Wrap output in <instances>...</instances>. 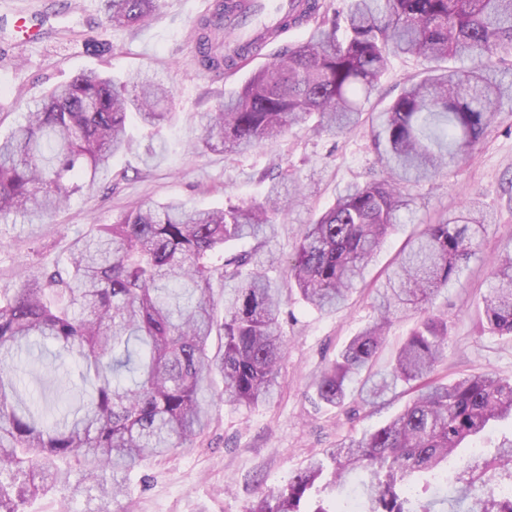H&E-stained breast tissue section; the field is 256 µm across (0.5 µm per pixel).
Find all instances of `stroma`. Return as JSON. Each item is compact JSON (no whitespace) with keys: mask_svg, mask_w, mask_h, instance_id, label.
<instances>
[{"mask_svg":"<svg viewBox=\"0 0 512 512\" xmlns=\"http://www.w3.org/2000/svg\"><path fill=\"white\" fill-rule=\"evenodd\" d=\"M208 2L164 0L147 26L130 30L110 24L101 0H0V137L48 88L89 70L160 76L172 89L168 108L174 114L172 122L157 131L130 121L131 151L115 158L111 174L75 195L51 223H0V288L13 286L23 268L49 266L64 257L70 242L90 225L112 223L120 212L141 203L170 197L199 207L254 202L263 199L269 182L282 180L300 189L268 245L275 255L285 257L308 220L330 205L344 186L376 177L366 125L350 134L317 135L302 123L277 143L260 144L232 158L194 151L203 113L249 75L244 69L227 78L198 68L194 23ZM11 9L47 13L54 17V27L37 42L12 37L6 17ZM96 42L108 44L110 53L95 52ZM423 69L416 58H391L380 92L366 104V112L383 111L404 82ZM161 140L166 150L144 164L146 148ZM511 189L512 109L506 107L472 158L412 189L414 201L403 211L402 224L387 237L346 306L321 313L297 292H289L282 315L287 358L271 402L250 409L226 404L214 410L209 429L194 448L133 471L127 501L82 497L67 502L57 492L33 502L28 512H245L261 492L286 484L311 458L324 456L345 438L386 424L410 401L407 387L398 386L383 402L367 406L356 379L349 383L343 404L334 407L318 401L313 378L352 336L378 319L375 290L407 240L469 197L478 198L492 218L477 257L434 296L427 311L393 315L376 367H389L396 349L429 312L448 319L447 356L436 367V378L449 382L488 371L511 381L512 337L483 330L479 318L492 263L512 252V207L506 203ZM76 375L75 367L48 355L21 372L20 393L41 399L48 417L56 418L68 408L63 389Z\"/></svg>","mask_w":512,"mask_h":512,"instance_id":"35a3bbf8","label":"stroma"}]
</instances>
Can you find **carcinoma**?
I'll use <instances>...</instances> for the list:
<instances>
[{
    "mask_svg": "<svg viewBox=\"0 0 512 512\" xmlns=\"http://www.w3.org/2000/svg\"><path fill=\"white\" fill-rule=\"evenodd\" d=\"M292 2L284 26L311 31L206 113L193 149L235 155L311 118L315 133L351 132L365 122L364 104L390 57L433 64L372 126L381 177L340 192L288 258V283L309 306L333 312L400 224L409 187L472 155L512 103V77L492 61L512 53V0H352L342 37L319 0ZM160 7L102 0L112 24L126 28H140ZM223 13L220 3L196 21L197 61L232 74L274 36L228 55ZM448 60L458 66H442ZM170 95L162 79L140 74L80 73L51 87L0 139V219L52 221L131 149V117L152 128L171 120L163 109ZM291 196L278 181L261 202L200 209L170 198L128 209L73 240L64 264L27 269L0 291V512H23L54 489L117 501L132 470L192 447L215 404L250 407L270 397L287 348L282 288L267 276L275 259L265 247ZM489 223L468 200L409 239L378 291L382 318L315 379L328 405H341L361 375L363 403L401 383L415 389L412 401L386 425L310 460L246 512H346L320 493L354 475L362 477L358 512H435L448 501L451 512H512V500L494 492V482L512 479V440L497 447L479 482L458 474L436 481L464 442L476 448L490 422L512 420V383L485 372L432 379L448 347L447 321L432 316L416 324L386 372H372L389 315L421 309L448 287L478 254ZM216 282L224 284L219 302ZM483 319L489 332L512 335V255L491 271ZM35 338L79 366L80 403L51 425L17 385L15 358Z\"/></svg>",
    "mask_w": 512,
    "mask_h": 512,
    "instance_id": "obj_1",
    "label": "carcinoma"
}]
</instances>
